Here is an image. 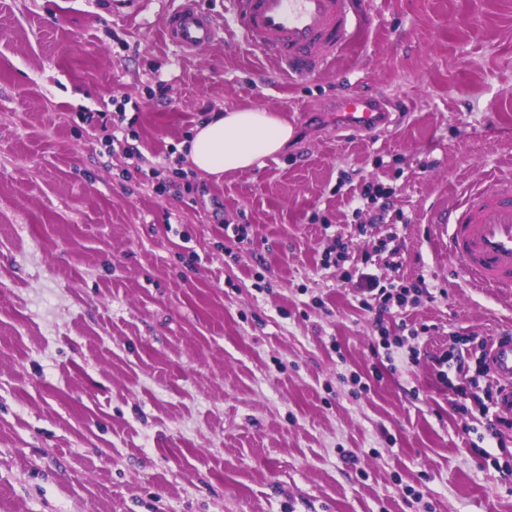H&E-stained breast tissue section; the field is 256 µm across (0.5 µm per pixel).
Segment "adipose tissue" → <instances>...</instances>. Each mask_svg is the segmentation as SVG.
I'll return each mask as SVG.
<instances>
[{"label": "adipose tissue", "mask_w": 512, "mask_h": 512, "mask_svg": "<svg viewBox=\"0 0 512 512\" xmlns=\"http://www.w3.org/2000/svg\"><path fill=\"white\" fill-rule=\"evenodd\" d=\"M293 136L287 119L265 109L243 108L203 121L179 150L193 169L219 179L281 153Z\"/></svg>", "instance_id": "ef3b65f1"}]
</instances>
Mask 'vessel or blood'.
<instances>
[{"label":"vessel or blood","instance_id":"b4317fda","mask_svg":"<svg viewBox=\"0 0 512 512\" xmlns=\"http://www.w3.org/2000/svg\"><path fill=\"white\" fill-rule=\"evenodd\" d=\"M233 22L247 45L291 78L310 77L333 63L366 19V0H229ZM221 31L195 0H181L167 16L166 38L196 53ZM343 122L372 131L389 121L385 100L364 95L338 99ZM453 265L482 288L512 296V175L492 177L466 194L449 212L438 214ZM491 374L501 383L499 408L512 414V332L489 348Z\"/></svg>","mask_w":512,"mask_h":512}]
</instances>
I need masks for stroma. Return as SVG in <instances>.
I'll list each match as a JSON object with an SVG mask.
<instances>
[{
	"label": "stroma",
	"instance_id": "35a3bbf8",
	"mask_svg": "<svg viewBox=\"0 0 512 512\" xmlns=\"http://www.w3.org/2000/svg\"><path fill=\"white\" fill-rule=\"evenodd\" d=\"M104 2L0 0V512H512V427L475 451L431 361L512 330V300L459 274L433 222L512 173V0H370L305 80L238 35L181 51L174 0ZM346 91L406 105L340 130ZM245 107L288 116L287 151L177 191L179 144ZM372 180L390 205L355 214ZM366 271L434 288L385 316L393 336L429 326L419 362L380 355Z\"/></svg>",
	"mask_w": 512,
	"mask_h": 512
}]
</instances>
